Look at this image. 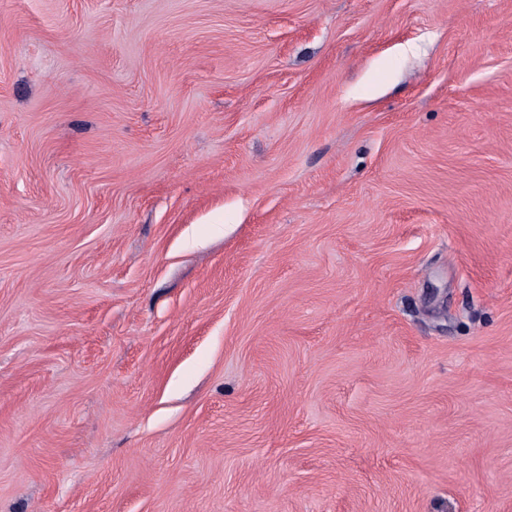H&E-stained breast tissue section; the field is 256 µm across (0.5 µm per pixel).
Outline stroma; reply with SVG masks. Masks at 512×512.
<instances>
[{
	"instance_id": "obj_1",
	"label": "stroma",
	"mask_w": 512,
	"mask_h": 512,
	"mask_svg": "<svg viewBox=\"0 0 512 512\" xmlns=\"http://www.w3.org/2000/svg\"><path fill=\"white\" fill-rule=\"evenodd\" d=\"M0 512H512V0H0Z\"/></svg>"
}]
</instances>
